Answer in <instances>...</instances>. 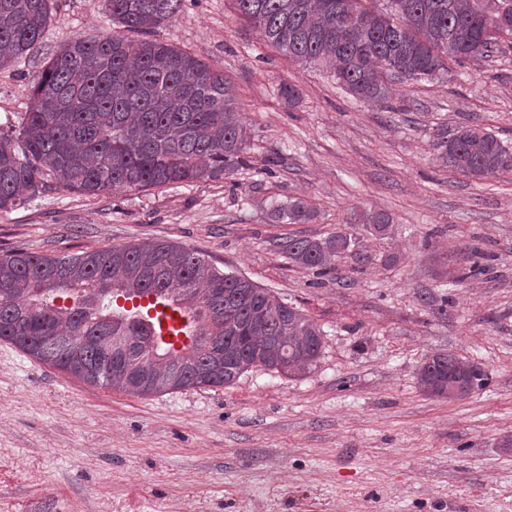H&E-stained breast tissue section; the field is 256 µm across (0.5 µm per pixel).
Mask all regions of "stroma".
<instances>
[{
	"instance_id": "1",
	"label": "stroma",
	"mask_w": 512,
	"mask_h": 512,
	"mask_svg": "<svg viewBox=\"0 0 512 512\" xmlns=\"http://www.w3.org/2000/svg\"><path fill=\"white\" fill-rule=\"evenodd\" d=\"M29 58L0 72V124L69 38L118 31L102 0H53ZM160 38L223 70L247 164L223 179L84 196L51 187L0 211V255H70L147 239L193 249L317 322L315 369L262 368L224 387L135 397L94 387L0 341V512H512V173L445 167L439 134L478 124L512 142V45L449 62L440 80L353 98L333 72L290 60L235 0H185ZM300 92L289 104L284 86ZM308 200V224L271 210ZM392 222L377 236L361 218ZM352 236L322 273L289 237ZM484 273L458 280L474 254ZM480 364L462 400L416 384L427 355ZM46 482L26 480V471Z\"/></svg>"
}]
</instances>
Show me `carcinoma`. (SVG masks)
<instances>
[{
	"mask_svg": "<svg viewBox=\"0 0 512 512\" xmlns=\"http://www.w3.org/2000/svg\"><path fill=\"white\" fill-rule=\"evenodd\" d=\"M104 2L124 32L63 44L33 79L21 126H0V211L50 181L95 196L214 180L245 164L247 132L224 72L156 37L184 0ZM235 2L265 41L295 61L332 67L344 91L363 100L386 98L395 79H435L448 73L450 59L484 58L512 41V28L484 39L501 12L512 13V0H388L366 25L359 17L370 0ZM50 13V0H0V71L34 51ZM437 149L445 166L473 179L512 171V146L478 125L456 126ZM314 217L303 199L271 212L290 224ZM362 220L380 235L390 224L383 213ZM351 244L338 232L290 238L283 250L298 266L323 269ZM146 293L175 305L190 328L188 344L145 348L142 337L157 326L103 304ZM0 341L89 385L134 396L230 385L257 367L307 372L325 345L320 326L295 307L164 240L76 255H0ZM117 350L129 369L110 363ZM416 380L426 396L460 400L485 386L487 373L454 353H435Z\"/></svg>",
	"mask_w": 512,
	"mask_h": 512,
	"instance_id": "cac0c4a2",
	"label": "carcinoma"
}]
</instances>
